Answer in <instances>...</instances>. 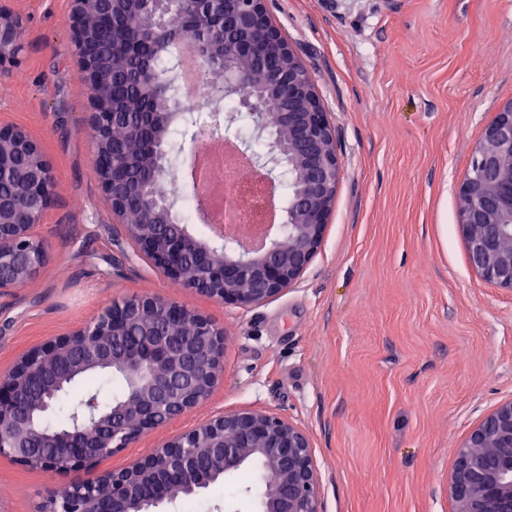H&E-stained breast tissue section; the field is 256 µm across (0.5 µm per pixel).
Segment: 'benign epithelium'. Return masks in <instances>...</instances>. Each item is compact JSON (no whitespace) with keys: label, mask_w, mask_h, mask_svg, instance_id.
I'll use <instances>...</instances> for the list:
<instances>
[{"label":"benign epithelium","mask_w":512,"mask_h":512,"mask_svg":"<svg viewBox=\"0 0 512 512\" xmlns=\"http://www.w3.org/2000/svg\"><path fill=\"white\" fill-rule=\"evenodd\" d=\"M72 40L86 80V122L93 173L103 192L107 227L116 242L158 276L221 303L260 305L297 282L320 247L336 201L341 161L336 135L314 84L273 22L266 0H147L154 28L127 38L125 54L140 63V81L151 96L170 95L153 55L165 51L179 74L182 56L199 62L216 111L191 135L192 144L224 133L237 143L270 195L288 182V206L259 249L221 236L201 239L173 223L179 192L152 193L169 160L165 122L132 130L148 157L141 191L123 154L109 151L111 130L124 113L112 110L109 75L99 62L94 22L108 0H71ZM25 47L23 18L0 0V69ZM225 73L224 88L210 70ZM248 114L253 138L233 129L238 114L219 112L221 93ZM282 109L271 126L262 112L266 96ZM0 295L32 282L51 259L38 229L54 199L53 164L42 143L18 125L0 126ZM459 229L473 269L487 282L512 291V100L503 104L475 147L461 179ZM291 243L282 248V239ZM224 327L211 317L157 294L132 297L78 329L38 345L0 373V456L23 467L71 476L72 496H47L43 512H156L180 495L200 494L242 467H259V483L245 492L258 512H319V478L308 433L276 413L241 408L178 432L119 469L95 473L100 461L142 436L202 407L221 383ZM75 358L64 375L54 372ZM104 371L126 382L125 395L108 408L88 396L68 428H49L54 409L78 371ZM456 512H512V400L486 416L455 450L449 485Z\"/></svg>","instance_id":"obj_1"}]
</instances>
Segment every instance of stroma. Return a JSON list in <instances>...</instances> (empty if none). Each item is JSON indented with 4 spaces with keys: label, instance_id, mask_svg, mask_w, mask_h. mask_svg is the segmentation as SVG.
Listing matches in <instances>:
<instances>
[{
    "label": "stroma",
    "instance_id": "obj_1",
    "mask_svg": "<svg viewBox=\"0 0 512 512\" xmlns=\"http://www.w3.org/2000/svg\"><path fill=\"white\" fill-rule=\"evenodd\" d=\"M336 127L342 160L324 240L302 278L243 308L157 277L104 228L69 0H14L20 61L0 72V124L40 140L56 177L42 226L52 258L0 296V370L111 302L158 294L224 325V381L208 403L101 469L249 407L310 436L321 512H455L456 448L512 400V292L471 267L459 180L512 100V0H268ZM241 470L193 497L254 512ZM51 475L0 458V512H39Z\"/></svg>",
    "mask_w": 512,
    "mask_h": 512
}]
</instances>
